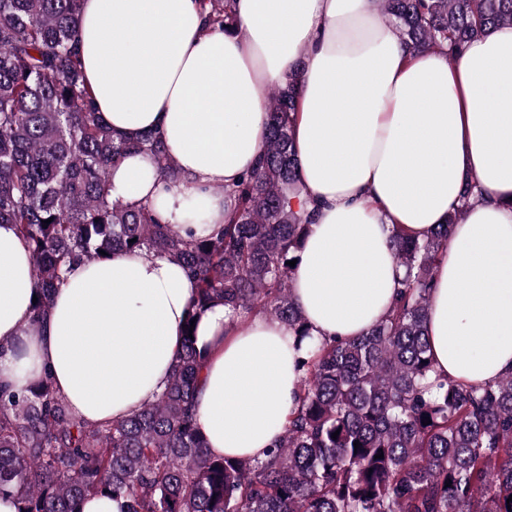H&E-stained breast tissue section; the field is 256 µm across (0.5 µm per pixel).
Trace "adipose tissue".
<instances>
[{"label": "adipose tissue", "instance_id": "adipose-tissue-1", "mask_svg": "<svg viewBox=\"0 0 512 512\" xmlns=\"http://www.w3.org/2000/svg\"><path fill=\"white\" fill-rule=\"evenodd\" d=\"M236 28L205 27L200 0H81V68L114 136L158 129L183 177L132 153L113 199L150 203L176 228L227 222L224 195L263 151L268 90L300 71L296 181L317 206L292 293L315 337L365 334L391 311L404 269L391 236L424 237L465 208L437 262L427 335L438 374L484 386L512 372V25L455 58L411 51L375 0H234ZM482 199L462 205L465 176ZM34 261L0 224V383L49 376L74 416L125 418L164 391L195 281L143 252L71 264L31 325ZM196 424L212 455L265 459L296 404L294 334L223 305L201 315Z\"/></svg>", "mask_w": 512, "mask_h": 512}]
</instances>
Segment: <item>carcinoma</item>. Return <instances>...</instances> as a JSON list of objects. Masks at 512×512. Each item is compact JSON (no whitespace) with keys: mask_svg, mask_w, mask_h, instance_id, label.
<instances>
[{"mask_svg":"<svg viewBox=\"0 0 512 512\" xmlns=\"http://www.w3.org/2000/svg\"><path fill=\"white\" fill-rule=\"evenodd\" d=\"M376 2L414 50L452 56L512 25V0ZM202 3L207 24H233L231 0ZM79 5L0 0V224L16 225L33 255L30 323L76 260L146 251L182 264L198 288L167 389L127 418L75 417L46 375L20 391L0 385V497L15 512H82L111 496L126 512H512V373L485 387L452 383L434 371L426 337L438 253L464 210L421 240L393 233L405 277L384 320L355 339L314 340L288 265L314 221L295 181L297 75L268 93L263 154L227 191L233 222L176 231L148 205L110 200L112 168L131 153L151 156L165 180L180 172L160 133L117 138L97 110L81 72ZM218 302L277 319L306 344L297 406L261 461L209 454L196 426L204 357L188 330Z\"/></svg>","mask_w":512,"mask_h":512,"instance_id":"1","label":"carcinoma"}]
</instances>
